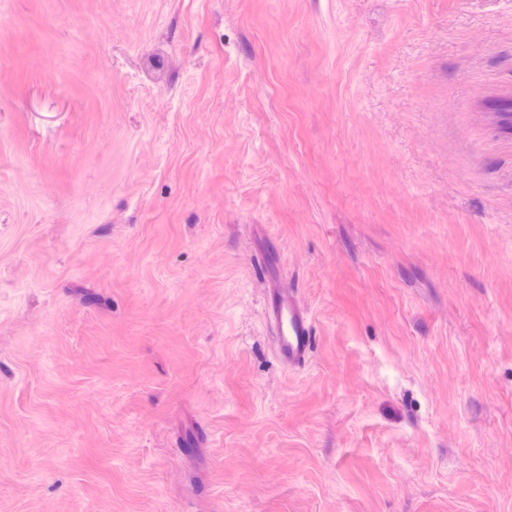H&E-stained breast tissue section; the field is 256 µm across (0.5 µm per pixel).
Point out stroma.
I'll list each match as a JSON object with an SVG mask.
<instances>
[{
	"label": "stroma",
	"instance_id": "obj_1",
	"mask_svg": "<svg viewBox=\"0 0 512 512\" xmlns=\"http://www.w3.org/2000/svg\"><path fill=\"white\" fill-rule=\"evenodd\" d=\"M505 96L512 0H0V512H512ZM265 315L274 328L275 352L289 369L305 366L315 336L313 319L295 291L271 284Z\"/></svg>",
	"mask_w": 512,
	"mask_h": 512
}]
</instances>
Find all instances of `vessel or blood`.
<instances>
[{"label":"vessel or blood","mask_w":512,"mask_h":512,"mask_svg":"<svg viewBox=\"0 0 512 512\" xmlns=\"http://www.w3.org/2000/svg\"><path fill=\"white\" fill-rule=\"evenodd\" d=\"M265 315L274 329L277 357L291 369L305 366L315 336L314 323L296 292L270 285Z\"/></svg>","instance_id":"obj_1"}]
</instances>
